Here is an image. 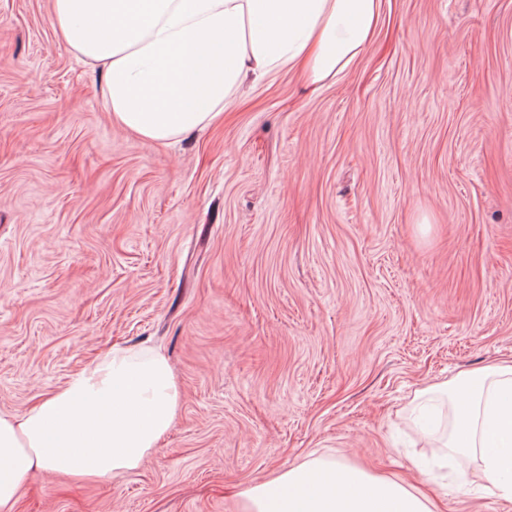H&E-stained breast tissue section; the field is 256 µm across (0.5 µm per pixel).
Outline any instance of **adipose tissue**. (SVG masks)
I'll return each instance as SVG.
<instances>
[{
  "mask_svg": "<svg viewBox=\"0 0 512 512\" xmlns=\"http://www.w3.org/2000/svg\"><path fill=\"white\" fill-rule=\"evenodd\" d=\"M384 0H53L59 39L101 65L104 105L137 137L167 144L219 119L243 83L283 70L335 80L384 21ZM443 447L478 454L512 501V363L458 377ZM160 353L112 347L22 411H0V512L38 470L100 480L141 467L180 408ZM243 512H433L363 468L315 458L243 491Z\"/></svg>",
  "mask_w": 512,
  "mask_h": 512,
  "instance_id": "ef3b65f1",
  "label": "adipose tissue"
}]
</instances>
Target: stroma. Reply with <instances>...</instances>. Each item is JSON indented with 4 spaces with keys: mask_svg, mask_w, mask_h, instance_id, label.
Instances as JSON below:
<instances>
[{
    "mask_svg": "<svg viewBox=\"0 0 512 512\" xmlns=\"http://www.w3.org/2000/svg\"><path fill=\"white\" fill-rule=\"evenodd\" d=\"M384 12L333 83L247 82L164 147L113 123L52 0H0V410L114 344L181 393L139 469L35 474L15 512H241L316 457L512 512L415 424L417 390L512 363V0Z\"/></svg>",
    "mask_w": 512,
    "mask_h": 512,
    "instance_id": "1",
    "label": "stroma"
}]
</instances>
